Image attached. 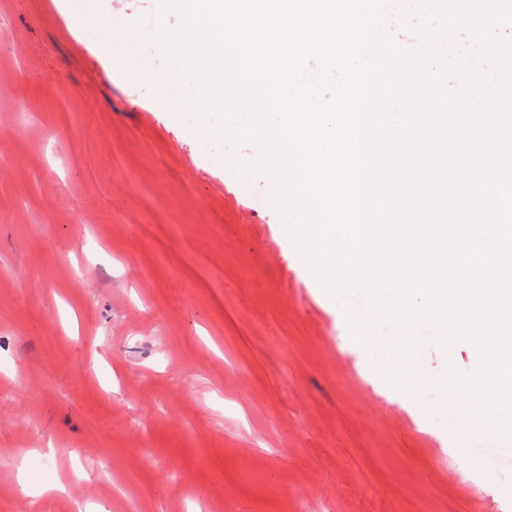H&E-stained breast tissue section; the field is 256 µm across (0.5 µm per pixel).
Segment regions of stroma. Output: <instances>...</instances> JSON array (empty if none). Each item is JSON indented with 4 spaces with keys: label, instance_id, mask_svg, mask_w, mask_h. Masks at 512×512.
Masks as SVG:
<instances>
[{
    "label": "stroma",
    "instance_id": "35a3bbf8",
    "mask_svg": "<svg viewBox=\"0 0 512 512\" xmlns=\"http://www.w3.org/2000/svg\"><path fill=\"white\" fill-rule=\"evenodd\" d=\"M1 130L0 512H512V463L476 480L447 424L369 400L263 181L213 165L57 0H0Z\"/></svg>",
    "mask_w": 512,
    "mask_h": 512
}]
</instances>
